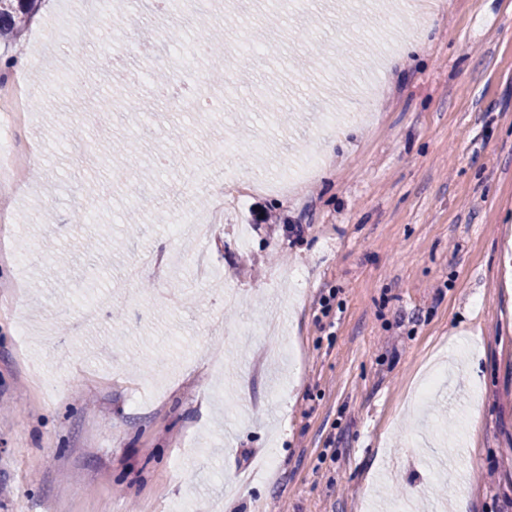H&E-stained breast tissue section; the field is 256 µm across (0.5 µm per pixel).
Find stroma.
<instances>
[{"label":"stroma","instance_id":"obj_1","mask_svg":"<svg viewBox=\"0 0 512 512\" xmlns=\"http://www.w3.org/2000/svg\"><path fill=\"white\" fill-rule=\"evenodd\" d=\"M267 7L202 0L223 43L190 65L197 19L152 0L104 45L74 0L27 26L25 59L47 26L81 49L35 71V169L0 178V512H427L437 457L512 512V0H308L271 47ZM222 66L210 112L132 87ZM213 162L297 186L174 235Z\"/></svg>","mask_w":512,"mask_h":512}]
</instances>
